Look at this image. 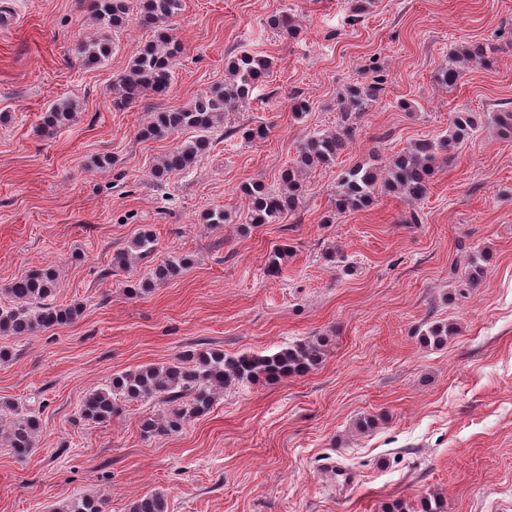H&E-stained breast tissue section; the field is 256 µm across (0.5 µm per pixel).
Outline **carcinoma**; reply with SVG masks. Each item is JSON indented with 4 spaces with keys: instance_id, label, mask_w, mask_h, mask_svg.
<instances>
[{
    "instance_id": "cac0c4a2",
    "label": "carcinoma",
    "mask_w": 512,
    "mask_h": 512,
    "mask_svg": "<svg viewBox=\"0 0 512 512\" xmlns=\"http://www.w3.org/2000/svg\"><path fill=\"white\" fill-rule=\"evenodd\" d=\"M91 17L106 28L96 38L75 44L74 52L87 67L103 65L112 56L110 33L119 32L130 24L154 32V39L141 46L130 58L126 72L119 78V95L115 105L127 108L141 101L149 92L156 97L168 95L172 86L173 60L180 52L179 43L170 33V21L181 9V0H88ZM268 25L277 33L294 38L299 33L295 17L281 13ZM488 67L493 57L480 43L461 44L448 54V63L436 72L438 83L453 87L470 64ZM272 62L252 52L229 56L224 62V86L197 97L186 107H176L153 114L151 120L138 129L143 139H161L186 128L196 135L178 144L164 155L154 175L163 178L174 172L185 173L193 168L210 148L211 135L224 121V113L242 106L256 86L268 76ZM380 95L377 80L357 82L347 88L341 99L344 117L359 116ZM76 117L75 105L59 99L43 116L45 131L68 125ZM500 136L512 137V109H501L493 116ZM478 122L472 112L452 115L448 133L436 139L414 142L409 148L388 158L382 167L357 165L343 170L336 182V213L356 211L372 201L377 188L395 192L420 201L432 184L437 162L446 161L458 145L476 132ZM352 136V126L345 123L334 132L314 133L300 144L295 158L285 166L276 187L261 182L242 186L248 199L247 211L239 216L245 227L274 224L296 211L301 203L304 172L316 167H328L336 162L346 142ZM157 250L154 235L144 231L131 240L128 249L114 254L112 267H129L134 261L153 255ZM289 246L281 245L271 252L266 271L271 276L281 273ZM187 265L181 257H169L154 266L139 283H131L127 292L138 295L148 292L159 281L179 276ZM482 260L470 259L462 280L465 288H475L484 278ZM9 304L0 305V336L18 337L36 331L70 324L80 315L81 306L56 301V276L52 269H36L14 280L4 289ZM453 324L434 322L422 336L433 344H442L454 335ZM323 342L295 341L269 355L247 354L228 356L221 349L200 347L186 351L162 365H143L112 376L110 382L83 398L79 418L87 422L105 423L123 406L148 403L163 406L162 412L143 418L139 429L144 437L171 435L180 432L192 419L207 413L224 387L231 383L274 381L282 377L302 376L319 365ZM40 430L37 414L24 412L13 402L0 403V440L22 458L34 447ZM51 512H104L103 500L93 495L74 496L53 505ZM128 512H168V502L161 493H149L135 498Z\"/></svg>"
}]
</instances>
